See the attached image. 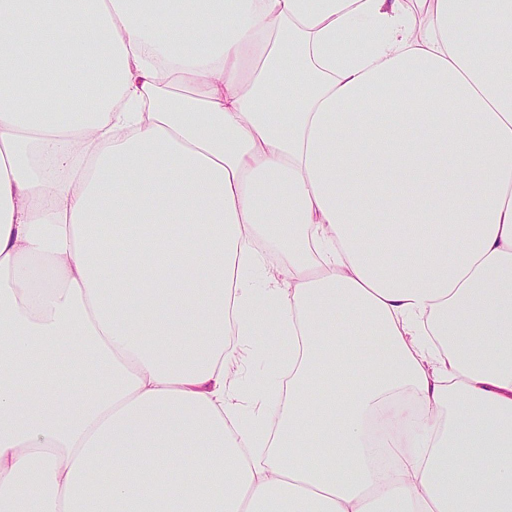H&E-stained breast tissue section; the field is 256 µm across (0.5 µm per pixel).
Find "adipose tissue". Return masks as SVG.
<instances>
[{"instance_id":"obj_1","label":"adipose tissue","mask_w":512,"mask_h":512,"mask_svg":"<svg viewBox=\"0 0 512 512\" xmlns=\"http://www.w3.org/2000/svg\"><path fill=\"white\" fill-rule=\"evenodd\" d=\"M0 512H512V0H0Z\"/></svg>"}]
</instances>
